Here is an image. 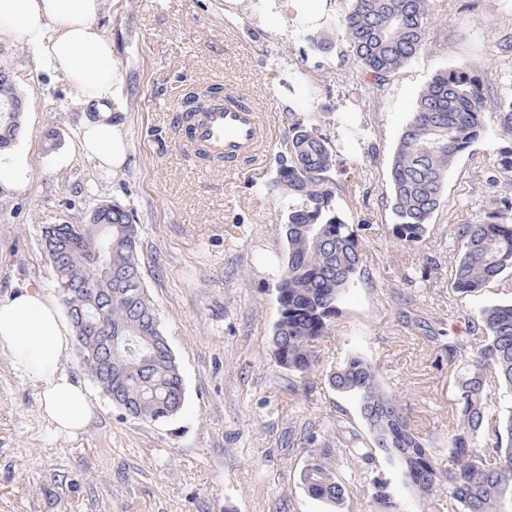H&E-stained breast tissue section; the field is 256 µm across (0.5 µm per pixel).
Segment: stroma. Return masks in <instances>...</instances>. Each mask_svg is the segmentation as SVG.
<instances>
[{
  "instance_id": "1",
  "label": "stroma",
  "mask_w": 512,
  "mask_h": 512,
  "mask_svg": "<svg viewBox=\"0 0 512 512\" xmlns=\"http://www.w3.org/2000/svg\"><path fill=\"white\" fill-rule=\"evenodd\" d=\"M425 50L386 80L357 64L344 39L326 55L306 28L266 31L269 0H107L100 20L120 83L117 114L129 160L102 174L77 143L85 114L68 83L37 52L0 37V69L24 92L16 140L31 166L21 191L0 189V298L22 286L57 300L42 228L82 224L103 201L123 205L139 231L144 284L184 382L180 413L145 422L116 407L82 365L63 363L88 392L95 417L74 438L41 417L36 389L0 353V512H330L304 491L312 454L345 485L340 512H375L382 480L403 512H447L423 499L384 453L371 461L336 451L334 433L372 435L355 396L328 382L350 356L371 362L385 392L411 413L427 448L448 461V412L467 359L450 340L467 317L512 301V272L475 295L450 287L460 251L453 228L496 212L512 184L497 161L512 150V126L497 103L512 98V0H430ZM462 67L486 90V135L448 173L444 202L422 244L389 233L392 151L433 74ZM229 87L258 103L272 128L264 157L233 171L186 157L175 123L186 89ZM318 123L336 151L335 203L361 225L363 264L338 303L333 331L306 375L280 367L273 334L276 286L286 260L285 225L295 200L276 182L291 123ZM58 132L46 150L48 128Z\"/></svg>"
}]
</instances>
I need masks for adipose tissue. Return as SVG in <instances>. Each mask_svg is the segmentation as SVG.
<instances>
[{
	"instance_id": "adipose-tissue-1",
	"label": "adipose tissue",
	"mask_w": 512,
	"mask_h": 512,
	"mask_svg": "<svg viewBox=\"0 0 512 512\" xmlns=\"http://www.w3.org/2000/svg\"><path fill=\"white\" fill-rule=\"evenodd\" d=\"M105 0H0V36L35 49L68 83L92 116L78 132L79 146L100 169L114 172L128 161L129 145L113 116L119 83L112 42L98 25ZM71 332L41 289L24 287L0 299V352L37 389L41 414L56 432L74 436L94 416L83 386L62 362Z\"/></svg>"
}]
</instances>
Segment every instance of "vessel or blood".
I'll return each instance as SVG.
<instances>
[{"instance_id":"b4317fda","label":"vessel or blood","mask_w":512,"mask_h":512,"mask_svg":"<svg viewBox=\"0 0 512 512\" xmlns=\"http://www.w3.org/2000/svg\"><path fill=\"white\" fill-rule=\"evenodd\" d=\"M187 145L202 148L214 161L232 167L258 161L269 140L261 109L242 104L233 90L212 98L190 122Z\"/></svg>"}]
</instances>
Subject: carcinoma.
Wrapping results in <instances>:
<instances>
[{
  "mask_svg": "<svg viewBox=\"0 0 512 512\" xmlns=\"http://www.w3.org/2000/svg\"><path fill=\"white\" fill-rule=\"evenodd\" d=\"M342 37L361 68L379 80L397 73L424 50L429 0H346ZM311 48L328 54L335 40L306 34ZM22 96L11 74L0 72V145L10 149L21 130L20 111L8 103ZM486 94L479 77L461 68L437 71L416 101L394 148L389 181L396 243L417 246L443 201L445 182L456 159L483 137ZM277 182L297 200L286 223L287 260L278 282L280 317L273 343L277 363L304 375L318 364L316 344L331 333L341 294L356 280L363 262L361 225L349 224L333 201L331 173L336 154L317 125H288ZM112 248L93 223L50 224L43 242L58 295L74 329L83 366L112 404L148 421L170 418L184 403L182 375L163 333L156 308L145 291L137 255L138 232L131 211L110 202L102 211ZM459 256L451 268V288L477 294L512 271V224L482 221L458 224ZM87 277L98 280L112 299L93 313L112 330V344L85 329L79 313L90 297L75 291ZM469 339L448 342V361L473 354L458 381L451 412L448 468L430 453L401 400L385 392L376 368L361 357L344 360L329 375L333 387L359 397L360 413L373 447L397 463L405 483L422 496L440 491L451 510L503 512L512 500V405L491 410L494 391L512 392V302L486 306L468 316ZM336 449L371 458L355 433H336ZM304 488L334 507L346 487L319 457L301 471ZM380 512H402L384 487L374 483Z\"/></svg>",
  "mask_w": 512,
  "mask_h": 512,
  "instance_id": "cac0c4a2",
  "label": "carcinoma"
}]
</instances>
